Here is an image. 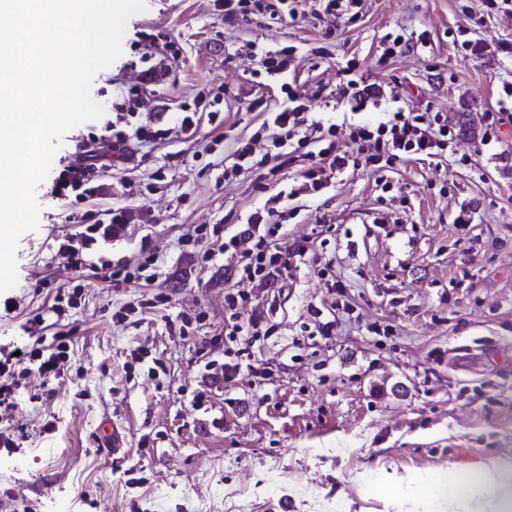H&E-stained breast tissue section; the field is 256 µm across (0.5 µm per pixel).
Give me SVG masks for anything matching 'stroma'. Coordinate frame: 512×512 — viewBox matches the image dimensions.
Segmentation results:
<instances>
[{
	"label": "stroma",
	"instance_id": "stroma-1",
	"mask_svg": "<svg viewBox=\"0 0 512 512\" xmlns=\"http://www.w3.org/2000/svg\"><path fill=\"white\" fill-rule=\"evenodd\" d=\"M467 25L476 52L462 49ZM144 30L175 42L178 59L154 95L171 112L227 86L224 121L158 144L130 141L113 153L105 190L65 208L50 182L37 189L36 229L16 248L19 301L0 319V343L22 349L28 321L57 291L81 288L68 328L73 346L63 376L24 382L0 454V512H421L406 483L455 466L512 460V120L480 143L483 115L499 109L512 83V12L483 0H364L352 20L328 29L305 16L278 24L224 23L212 0H146L132 15L122 54L94 78L91 95L111 108L134 80ZM427 33L426 52L383 58L387 34ZM293 45L289 76L313 95L325 122L342 123L338 71L354 65L382 101L360 114L378 122L401 107L443 112L460 137L445 159L420 157L393 169L348 170L327 195L289 201V237L311 235L312 260L294 264L275 309L252 292L253 315L269 335L248 344V370L224 379L223 261L193 254L195 225L235 231L282 180L267 167L233 180L224 159L264 115L247 44ZM136 221L106 260H135L141 244L159 256L155 288L165 302L124 322L114 314L141 288L112 287L99 269L55 259L62 236L112 209ZM472 213L467 231L453 219ZM347 285L329 293L323 265ZM328 309L331 339L311 335L309 306ZM116 427L124 446L100 435Z\"/></svg>",
	"mask_w": 512,
	"mask_h": 512
}]
</instances>
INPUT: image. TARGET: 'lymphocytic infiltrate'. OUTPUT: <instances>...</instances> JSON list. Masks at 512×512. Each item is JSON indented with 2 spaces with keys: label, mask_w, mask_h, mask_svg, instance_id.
I'll use <instances>...</instances> for the list:
<instances>
[{
  "label": "lymphocytic infiltrate",
  "mask_w": 512,
  "mask_h": 512,
  "mask_svg": "<svg viewBox=\"0 0 512 512\" xmlns=\"http://www.w3.org/2000/svg\"><path fill=\"white\" fill-rule=\"evenodd\" d=\"M360 3L361 0H214V8L223 12L228 24L252 15L280 23L293 21L298 18L299 8L303 5L314 18L325 16L341 22L348 19ZM295 52L292 46L279 49L256 43L250 46L251 55L260 59L265 74L281 79ZM178 55L175 43L165 44L157 62L137 72L135 82L129 87L126 105L136 109L151 106L153 120L128 131L109 120L100 136L78 141L74 152L54 178L52 194L57 200L68 205L72 200L101 193L104 186L99 177L105 168L107 150H122L132 139L155 143L169 136L171 130L161 125L165 105L158 99L147 102L145 92L162 81L169 62ZM280 91L284 100L278 105H270L261 98L254 100V108L265 112L266 117L259 132L235 143L230 153L232 163L225 168L224 174L238 177L251 172L256 163H270L273 159L271 152L261 154L257 151L258 145L267 140L273 149H279L281 155L303 159L299 186L270 196L235 232L225 235L220 226L201 224L195 226L190 236L194 245L204 249V258L208 261L215 255L206 249L209 241L218 236L224 239L219 252L224 255V265L231 279L230 286L224 291V334L232 342L244 335L255 338L261 334L259 319L246 321L241 315V308L248 300L245 285L270 287L286 276L292 262L312 254L311 238L307 235L294 239L289 248H282L286 219L284 200L301 194L309 197L324 195L340 175L363 161L374 164L382 161L391 167L420 156H443L459 137L457 128L443 113L408 112L399 108L375 125L350 124L348 137L353 148L343 150L336 142L338 125L325 124L323 118L311 111L310 98L305 91L283 79ZM131 221L132 215L127 209H112L96 223L82 225L77 233L65 237L57 253L74 269L84 268L90 255L123 237ZM156 262L154 253L145 247L136 262H105L101 268L113 287L139 280L150 286L155 281L150 269ZM70 343L68 333L58 332L50 337H37L18 355L0 349V409L15 406L18 392L30 374H39L48 381L59 378L70 358Z\"/></svg>",
  "instance_id": "1"
}]
</instances>
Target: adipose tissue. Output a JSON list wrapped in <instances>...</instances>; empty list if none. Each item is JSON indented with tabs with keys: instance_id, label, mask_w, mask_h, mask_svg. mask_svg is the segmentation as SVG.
I'll list each match as a JSON object with an SVG mask.
<instances>
[{
	"instance_id": "adipose-tissue-1",
	"label": "adipose tissue",
	"mask_w": 512,
	"mask_h": 512,
	"mask_svg": "<svg viewBox=\"0 0 512 512\" xmlns=\"http://www.w3.org/2000/svg\"><path fill=\"white\" fill-rule=\"evenodd\" d=\"M422 497L456 504L458 512H512V461L492 460L419 481Z\"/></svg>"
}]
</instances>
